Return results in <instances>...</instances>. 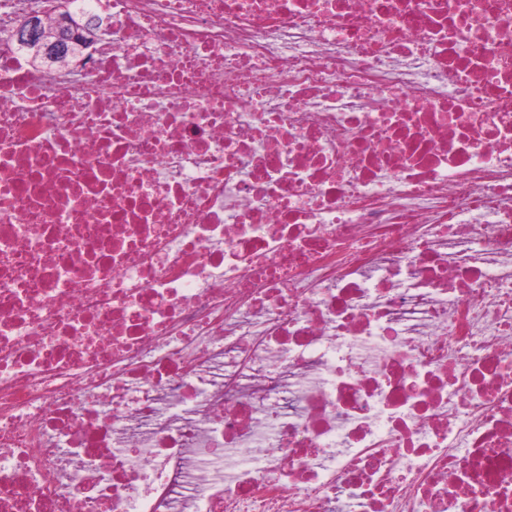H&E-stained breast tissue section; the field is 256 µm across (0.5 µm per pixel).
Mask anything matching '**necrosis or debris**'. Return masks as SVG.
I'll return each mask as SVG.
<instances>
[{"label":"necrosis or debris","mask_w":512,"mask_h":512,"mask_svg":"<svg viewBox=\"0 0 512 512\" xmlns=\"http://www.w3.org/2000/svg\"><path fill=\"white\" fill-rule=\"evenodd\" d=\"M0 0V512H512V0ZM15 37L22 44H38L45 48V52L51 53L54 60L63 61L69 53V49L61 46L58 39L51 40L50 34L44 31L42 25L34 17L23 22L16 30Z\"/></svg>","instance_id":"4bbe7bcc"}]
</instances>
